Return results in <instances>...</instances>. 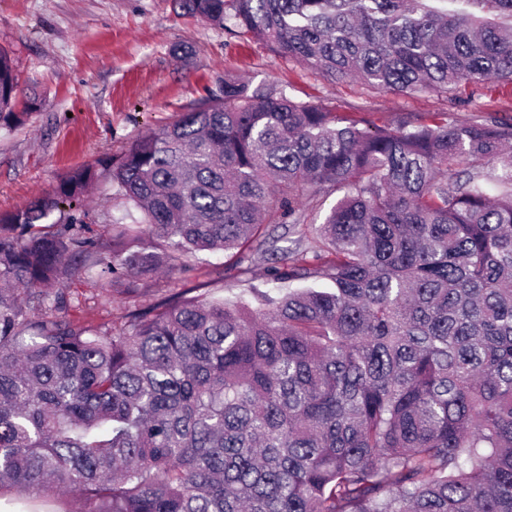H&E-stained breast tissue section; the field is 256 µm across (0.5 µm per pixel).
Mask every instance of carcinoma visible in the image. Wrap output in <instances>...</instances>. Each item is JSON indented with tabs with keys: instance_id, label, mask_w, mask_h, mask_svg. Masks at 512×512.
Masks as SVG:
<instances>
[{
	"instance_id": "cac0c4a2",
	"label": "carcinoma",
	"mask_w": 512,
	"mask_h": 512,
	"mask_svg": "<svg viewBox=\"0 0 512 512\" xmlns=\"http://www.w3.org/2000/svg\"><path fill=\"white\" fill-rule=\"evenodd\" d=\"M182 0L331 79L401 93L512 81V0ZM509 23L491 21L488 16ZM17 78L0 50V128ZM468 168L447 178L454 163ZM140 214L89 235L98 173L0 215V496L84 512H512V124L394 129L224 79L207 109L104 169ZM308 186L345 191L272 297L69 316L78 266L116 284L179 254L239 275ZM66 204L68 223L44 224Z\"/></svg>"
}]
</instances>
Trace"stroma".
Wrapping results in <instances>:
<instances>
[{
    "instance_id": "stroma-1",
    "label": "stroma",
    "mask_w": 512,
    "mask_h": 512,
    "mask_svg": "<svg viewBox=\"0 0 512 512\" xmlns=\"http://www.w3.org/2000/svg\"><path fill=\"white\" fill-rule=\"evenodd\" d=\"M0 49L16 63V111H26L30 94L39 96L30 124L0 130V214L52 192L76 168L104 170L140 136L207 106L228 77L381 127L443 112L460 125L512 123V82L466 94L403 95L359 79L332 80L263 42L203 22L175 0H0ZM182 262V269L138 282L136 305L186 288L221 299L253 288L279 293L262 260L245 276L220 252ZM73 288L70 316L120 324L127 305L111 285L83 274Z\"/></svg>"
}]
</instances>
